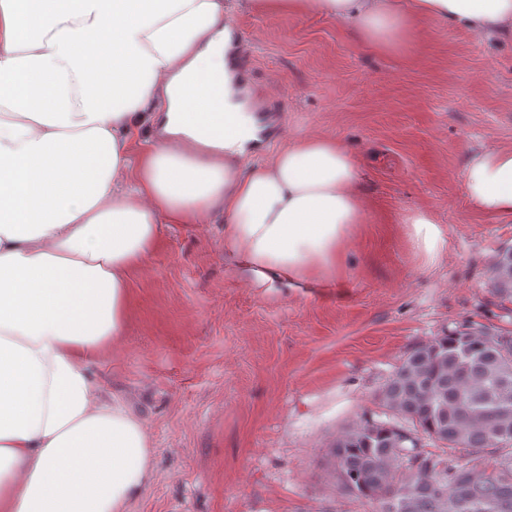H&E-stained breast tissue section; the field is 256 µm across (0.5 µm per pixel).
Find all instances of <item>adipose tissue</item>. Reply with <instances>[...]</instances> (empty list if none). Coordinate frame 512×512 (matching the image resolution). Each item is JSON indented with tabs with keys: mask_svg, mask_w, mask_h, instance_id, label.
<instances>
[{
	"mask_svg": "<svg viewBox=\"0 0 512 512\" xmlns=\"http://www.w3.org/2000/svg\"><path fill=\"white\" fill-rule=\"evenodd\" d=\"M316 13L397 46L424 19L512 36V0H236ZM232 5V6H235ZM227 0H0V512H122L149 476L144 425L86 360L127 320L129 277L164 224L221 218L258 283L332 276L367 219L360 167L329 135L262 141ZM224 81L221 107L198 89ZM228 124L226 134H215ZM471 204L512 216V150L469 160ZM420 255L445 247L406 219Z\"/></svg>",
	"mask_w": 512,
	"mask_h": 512,
	"instance_id": "adipose-tissue-1",
	"label": "adipose tissue"
}]
</instances>
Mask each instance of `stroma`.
Returning a JSON list of instances; mask_svg holds the SVG:
<instances>
[{"instance_id": "1", "label": "stroma", "mask_w": 512, "mask_h": 512, "mask_svg": "<svg viewBox=\"0 0 512 512\" xmlns=\"http://www.w3.org/2000/svg\"><path fill=\"white\" fill-rule=\"evenodd\" d=\"M230 20L276 115L250 166L293 138L336 137L363 169L367 220L336 278L261 287L225 261L223 220L162 225L130 276L123 336L87 361L150 441L125 512H376L335 487L332 442L385 416L378 394L413 345L470 322L512 332V303L488 285L512 217L476 210L463 179L475 153L512 149V39L430 19L383 49L314 13ZM418 209L446 239L432 263L404 222Z\"/></svg>"}]
</instances>
